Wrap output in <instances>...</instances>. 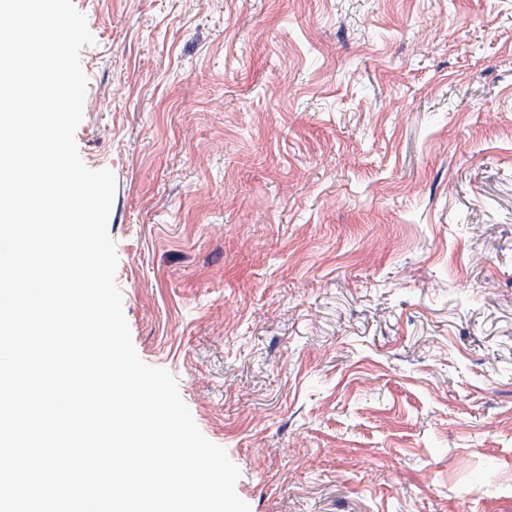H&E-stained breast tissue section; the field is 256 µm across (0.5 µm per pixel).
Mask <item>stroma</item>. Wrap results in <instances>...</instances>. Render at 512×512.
<instances>
[{"mask_svg": "<svg viewBox=\"0 0 512 512\" xmlns=\"http://www.w3.org/2000/svg\"><path fill=\"white\" fill-rule=\"evenodd\" d=\"M133 345L250 512H512V0H73Z\"/></svg>", "mask_w": 512, "mask_h": 512, "instance_id": "stroma-1", "label": "stroma"}]
</instances>
